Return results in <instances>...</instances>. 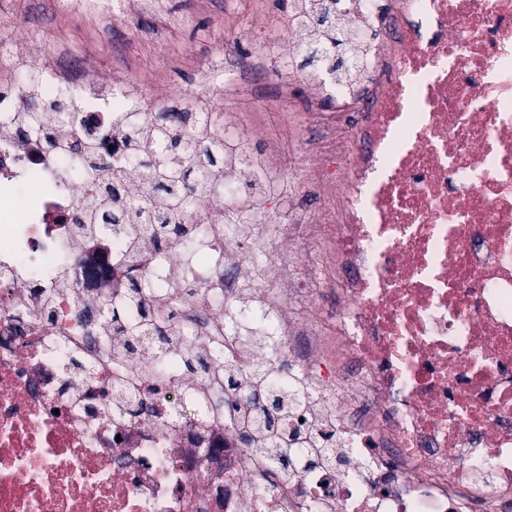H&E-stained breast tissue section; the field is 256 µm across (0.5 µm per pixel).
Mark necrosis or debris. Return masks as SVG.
<instances>
[{"label":"necrosis or debris","instance_id":"obj_1","mask_svg":"<svg viewBox=\"0 0 512 512\" xmlns=\"http://www.w3.org/2000/svg\"><path fill=\"white\" fill-rule=\"evenodd\" d=\"M335 8L357 39L355 76L306 79L339 109L305 115L319 134L301 175L331 206L298 224L239 190L255 171L281 176L271 136L257 164L226 155L223 196L168 248L132 247L108 224L83 232L88 173L62 175L63 151L22 131L27 86L0 89V512H512V0ZM279 56L225 65V93L252 95L270 73L287 103ZM76 68L45 60L40 93L71 103L66 138L93 133L123 159L122 112L155 103ZM195 238L216 260L187 295ZM162 264L144 305L205 371L183 373L171 348L126 354L96 316ZM327 289L332 320L317 307ZM250 314L278 345L259 353L230 333ZM261 364L287 366L299 399L286 477L243 442L240 415L260 408L224 380ZM320 431L332 462L310 459Z\"/></svg>","mask_w":512,"mask_h":512}]
</instances>
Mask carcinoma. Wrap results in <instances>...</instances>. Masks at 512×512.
Instances as JSON below:
<instances>
[{
	"label": "carcinoma",
	"instance_id": "carcinoma-1",
	"mask_svg": "<svg viewBox=\"0 0 512 512\" xmlns=\"http://www.w3.org/2000/svg\"><path fill=\"white\" fill-rule=\"evenodd\" d=\"M314 30L304 49L303 67L328 74L329 79H345L349 71L336 73L331 62L332 50L351 44L336 15L315 12L305 21ZM70 104L60 99L44 100L33 94L24 104V127L27 131L46 132V142L61 148V138L45 131L44 113L54 112L59 122L70 121ZM126 137L131 149L124 162L105 159L91 141H76L71 154L87 163L91 178L97 185L92 205L85 211L79 225L89 231L99 224H112L116 229L137 232L135 225H151L154 243L167 242L180 235L183 226L196 219V204L221 186L224 172V135L217 132L211 110L161 112L147 118L132 111L125 120ZM99 319L112 323V333L135 336L150 323L129 325L115 311L104 308ZM185 371L194 373L206 368L197 351L188 347L182 352ZM251 395H262V413L246 418L248 441L260 436L254 450L268 457L271 465L286 475L297 467L291 443L282 436L277 423L288 421L294 397L288 388L270 383L269 371L255 370Z\"/></svg>",
	"mask_w": 512,
	"mask_h": 512
}]
</instances>
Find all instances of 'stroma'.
<instances>
[{
    "mask_svg": "<svg viewBox=\"0 0 512 512\" xmlns=\"http://www.w3.org/2000/svg\"><path fill=\"white\" fill-rule=\"evenodd\" d=\"M6 3L11 22L5 34L16 46V72L31 70L63 47L88 61L103 80L121 78L133 94L156 105L192 100L219 109L224 106L219 68L225 57L282 44L280 21L288 10V0H231L226 6L216 0H159V13L176 20L175 28H164L152 12L91 28L79 13H60L56 0ZM255 15L264 19V27L248 28ZM243 109L270 128H300L297 118L276 103L271 84L260 86Z\"/></svg>",
    "mask_w": 512,
    "mask_h": 512,
    "instance_id": "1",
    "label": "stroma"
}]
</instances>
